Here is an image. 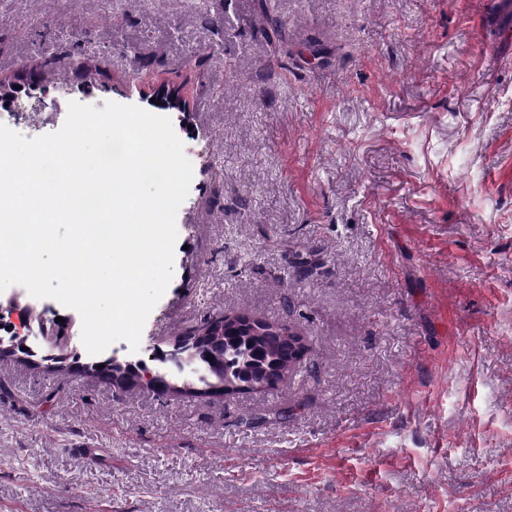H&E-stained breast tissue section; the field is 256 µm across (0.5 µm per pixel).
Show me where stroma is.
Returning a JSON list of instances; mask_svg holds the SVG:
<instances>
[{
    "instance_id": "obj_1",
    "label": "stroma",
    "mask_w": 512,
    "mask_h": 512,
    "mask_svg": "<svg viewBox=\"0 0 512 512\" xmlns=\"http://www.w3.org/2000/svg\"><path fill=\"white\" fill-rule=\"evenodd\" d=\"M0 0L4 111L42 134L69 103L170 119L193 179L149 369L206 318L306 337L276 387L230 398L123 390L0 357V512H512V16L503 0ZM119 25H110L115 14ZM207 46L217 61L196 67ZM87 61L71 90L52 60ZM180 89L192 110L151 102ZM64 356L93 359L73 308ZM291 408L287 421L243 417ZM101 448V463L81 448ZM258 13L268 26L275 38L273 44L282 52L288 54V39L286 33L282 32L277 15V4L275 0H258Z\"/></svg>"
}]
</instances>
